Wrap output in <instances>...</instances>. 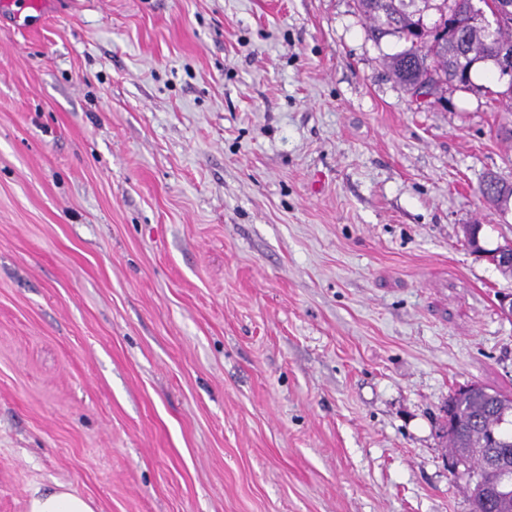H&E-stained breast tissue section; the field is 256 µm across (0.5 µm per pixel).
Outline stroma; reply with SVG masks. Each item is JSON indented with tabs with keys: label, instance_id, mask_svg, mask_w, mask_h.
<instances>
[{
	"label": "stroma",
	"instance_id": "35a3bbf8",
	"mask_svg": "<svg viewBox=\"0 0 512 512\" xmlns=\"http://www.w3.org/2000/svg\"><path fill=\"white\" fill-rule=\"evenodd\" d=\"M356 0L0 20V512H472L443 409L512 392V105L418 107ZM497 179L498 185L493 189L486 183L484 176L479 185V193L487 204L505 212L508 210L512 199V184L504 181L499 176H497ZM93 502L62 483L36 487L27 501L26 512H94Z\"/></svg>",
	"mask_w": 512,
	"mask_h": 512
}]
</instances>
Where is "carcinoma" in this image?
Here are the masks:
<instances>
[{"label":"carcinoma","instance_id":"obj_1","mask_svg":"<svg viewBox=\"0 0 512 512\" xmlns=\"http://www.w3.org/2000/svg\"><path fill=\"white\" fill-rule=\"evenodd\" d=\"M501 0H358L362 14L376 39L392 34L409 46L388 61L395 79L408 91L430 78L437 95L449 85H460L459 76L480 61L499 70L501 61L512 56V12L495 11ZM490 14L489 28L470 23V13ZM483 200L501 212L512 204V184L498 179L493 188L481 181ZM447 413L456 427L446 433L455 463L463 465L474 482L472 498L480 502L492 496L487 480H479L484 452L498 448L502 461L512 466V395L489 391L479 385L456 392Z\"/></svg>","mask_w":512,"mask_h":512}]
</instances>
